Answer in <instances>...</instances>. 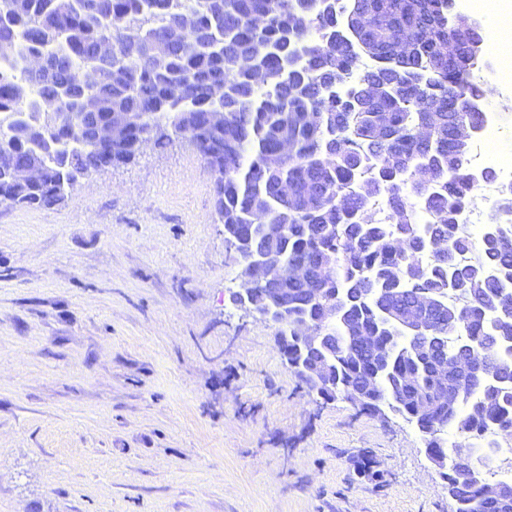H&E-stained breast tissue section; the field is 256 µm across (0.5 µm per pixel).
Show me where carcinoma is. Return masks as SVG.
<instances>
[{"label": "carcinoma", "mask_w": 512, "mask_h": 512, "mask_svg": "<svg viewBox=\"0 0 512 512\" xmlns=\"http://www.w3.org/2000/svg\"><path fill=\"white\" fill-rule=\"evenodd\" d=\"M258 14L267 16L261 28ZM399 36L409 46L401 58ZM104 41L112 55L92 121L122 112L140 121L110 149L72 147L82 111L72 72L96 66ZM1 42L12 49L0 57L21 76L0 72V203L61 205L93 172L130 163L145 137L159 148L180 137L195 145L216 174L215 216L241 267L237 236L258 240L261 224L285 225L275 242L284 260L334 259L322 280L270 281L252 295L261 305L277 288L286 299L278 333L288 335V366L319 362L325 348L300 341L295 324H320L323 304L336 305V327L324 332L336 337V356L320 397L362 391L366 414L384 399L452 459L441 476L460 512H512L482 498L486 467L463 482L456 471L467 449L492 453L483 439L512 430V243H503L512 240V187L491 208L497 229L468 236L475 183L459 128L480 121L467 104L490 89L473 80L482 47L465 42L448 55V0H7ZM31 55L50 69L29 70ZM219 108L224 124H209ZM284 137L286 157L277 154ZM35 158L44 178L20 181ZM433 240L448 253H428ZM468 254L474 260H462ZM418 290L435 299L431 339L396 344L393 317L411 312ZM356 336L382 337L387 363ZM455 336L484 355V372L462 378L448 368L457 403L422 411L421 395L441 388L439 365L460 352ZM450 429L461 442H445Z\"/></svg>", "instance_id": "obj_1"}]
</instances>
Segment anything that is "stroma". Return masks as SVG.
I'll return each instance as SVG.
<instances>
[{
  "instance_id": "stroma-1",
  "label": "stroma",
  "mask_w": 512,
  "mask_h": 512,
  "mask_svg": "<svg viewBox=\"0 0 512 512\" xmlns=\"http://www.w3.org/2000/svg\"><path fill=\"white\" fill-rule=\"evenodd\" d=\"M190 144L0 204V512H455L416 426L308 394L233 306Z\"/></svg>"
}]
</instances>
